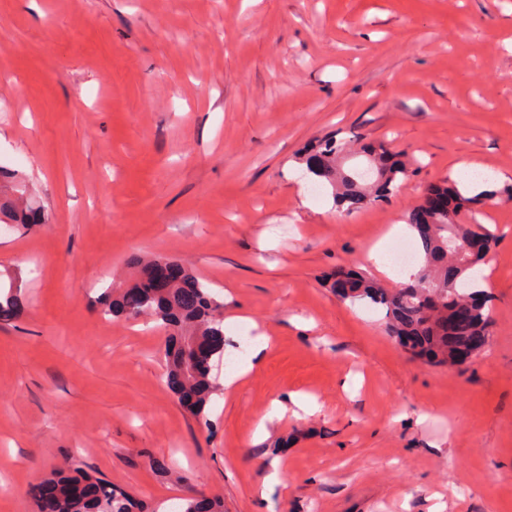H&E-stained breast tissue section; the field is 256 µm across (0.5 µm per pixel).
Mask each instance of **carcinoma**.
Wrapping results in <instances>:
<instances>
[{
  "label": "carcinoma",
  "instance_id": "1",
  "mask_svg": "<svg viewBox=\"0 0 512 512\" xmlns=\"http://www.w3.org/2000/svg\"><path fill=\"white\" fill-rule=\"evenodd\" d=\"M345 141L334 136L318 140L306 168L316 181L331 187L336 205L347 212L387 201L411 174L410 165L386 143L364 150L366 163L345 169L341 158ZM15 199L0 197V222L32 227L41 223L28 206L24 192ZM494 199L491 193L464 195L457 184L434 189L414 208L408 224L419 251L420 268L414 283L386 288L360 272L346 278L349 287L337 291L343 299H366L385 313L387 330L399 345L429 362L448 367L463 363V352L473 358L487 344L491 306L476 283L474 267L486 255L494 234L478 219L481 207ZM134 276L111 284L98 295L106 317L137 319L149 316L168 332L164 376L174 395L193 414L200 416L223 386L212 367L190 368L198 356L214 363L224 357V301L210 284L186 265L161 257L133 259ZM17 305L11 287L0 286V316L10 317ZM37 512H136L139 504L109 482L85 470L73 459L57 469L32 491Z\"/></svg>",
  "mask_w": 512,
  "mask_h": 512
}]
</instances>
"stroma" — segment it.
<instances>
[{
	"label": "stroma",
	"mask_w": 512,
	"mask_h": 512,
	"mask_svg": "<svg viewBox=\"0 0 512 512\" xmlns=\"http://www.w3.org/2000/svg\"><path fill=\"white\" fill-rule=\"evenodd\" d=\"M331 134L390 142L414 171L339 213L298 177ZM0 171L43 219L0 233L24 300L0 324V512H34L31 486L68 457L146 512L191 494L224 512H512V200L481 219L490 346L462 369L412 357L329 282L397 285L367 254L431 185L512 187V0H0ZM143 253L224 302L206 420L166 385L165 330L96 307Z\"/></svg>",
	"instance_id": "obj_1"
}]
</instances>
